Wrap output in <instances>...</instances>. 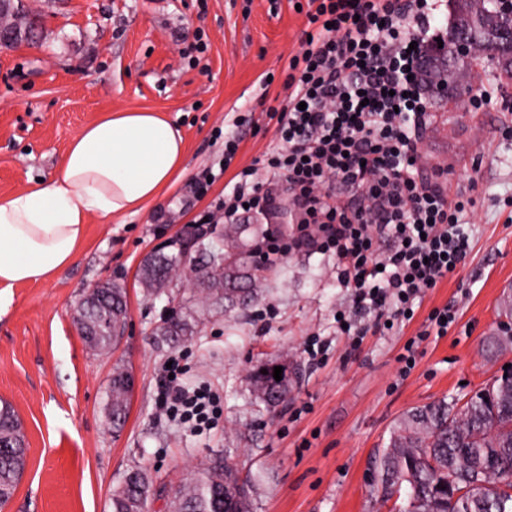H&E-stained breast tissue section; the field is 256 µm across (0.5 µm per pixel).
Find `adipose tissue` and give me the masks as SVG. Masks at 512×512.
<instances>
[{"instance_id": "adipose-tissue-1", "label": "adipose tissue", "mask_w": 512, "mask_h": 512, "mask_svg": "<svg viewBox=\"0 0 512 512\" xmlns=\"http://www.w3.org/2000/svg\"><path fill=\"white\" fill-rule=\"evenodd\" d=\"M184 161L182 130L162 113L109 112L85 125L53 175L0 199V294L71 264L92 217L140 212Z\"/></svg>"}]
</instances>
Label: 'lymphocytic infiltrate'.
Returning a JSON list of instances; mask_svg holds the SVG:
<instances>
[{"label":"lymphocytic infiltrate","mask_w":512,"mask_h":512,"mask_svg":"<svg viewBox=\"0 0 512 512\" xmlns=\"http://www.w3.org/2000/svg\"><path fill=\"white\" fill-rule=\"evenodd\" d=\"M306 37L289 56L286 96L268 107L278 144L228 181L225 223L272 210L286 191L292 233L254 247L266 264L294 252L335 255L354 314L414 316L416 300L465 265L472 201L440 177L420 175L418 144L432 110L422 62L443 37L442 0H290ZM161 368L158 404L200 432L224 412L208 386L183 389V359Z\"/></svg>","instance_id":"lymphocytic-infiltrate-1"}]
</instances>
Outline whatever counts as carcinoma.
<instances>
[{
    "mask_svg": "<svg viewBox=\"0 0 512 512\" xmlns=\"http://www.w3.org/2000/svg\"><path fill=\"white\" fill-rule=\"evenodd\" d=\"M442 53L426 57L423 75L466 73L472 61L498 46L496 32L507 22L501 0H451ZM469 34L471 52L455 46L456 35ZM261 224H226L224 259L211 266L206 288L185 292L169 288L173 279L194 280L192 253L201 248L217 256L210 242L179 241L177 251L160 252L142 265L140 281L149 297L165 295L176 304V315L155 328V335L173 344L191 341L215 310L246 308L252 302V241L262 236ZM92 335L91 350L107 355L127 323L125 289L112 286L103 296L85 301ZM253 391L268 409L288 399L292 377L273 369L251 374ZM128 370L117 365L107 394L105 411L112 429L120 431L129 411ZM27 447L22 422L11 403L0 399V507L11 499L26 466ZM383 498L404 495L399 512H512V377L490 380L467 401L440 400L408 411L389 445L375 458ZM253 478L216 455L166 490L168 512H254ZM154 494L147 469L134 466L112 491V512H145Z\"/></svg>",
    "mask_w": 512,
    "mask_h": 512,
    "instance_id": "carcinoma-1",
    "label": "carcinoma"
}]
</instances>
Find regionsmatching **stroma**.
<instances>
[{"label":"stroma","mask_w":512,"mask_h":512,"mask_svg":"<svg viewBox=\"0 0 512 512\" xmlns=\"http://www.w3.org/2000/svg\"><path fill=\"white\" fill-rule=\"evenodd\" d=\"M40 19L37 41L0 49V197L54 172L72 138L117 110H153L180 125L185 170L140 213L93 218L76 260L50 280L20 285L0 301V399L24 428L23 477L0 512H112V491L133 465L151 473L157 493L148 512H167L164 487L177 484L215 454L256 478L255 512H392L382 498L375 455L409 410L463 398L512 365V346L484 348L500 333V305L512 296V84L480 74L491 102L437 103L418 145L416 167L446 172L452 190L474 202L464 267L423 296L409 321L368 332L360 343L341 333L336 316L351 307L336 280V259L296 252L253 281L250 307L215 314L200 335L179 346L154 334L168 308L149 298L139 269L153 252L185 237L224 198L216 181L205 195L197 177L218 167V130L235 114H252L257 132L239 146L233 169L276 144L259 81L275 76L269 97L284 92V66L300 45L304 18L289 0H22ZM205 31L209 47L197 66L179 54ZM125 288L128 328L111 355L87 347L73 321L91 284ZM456 314L446 335H427L434 309ZM324 351L310 360L304 348ZM413 345L416 364L399 357ZM182 352L183 383H209L224 425L194 434L156 408L157 373ZM287 361L294 386L273 411L259 404L251 373ZM134 377L125 426L113 433L104 404L115 364Z\"/></svg>","instance_id":"35a3bbf8"}]
</instances>
